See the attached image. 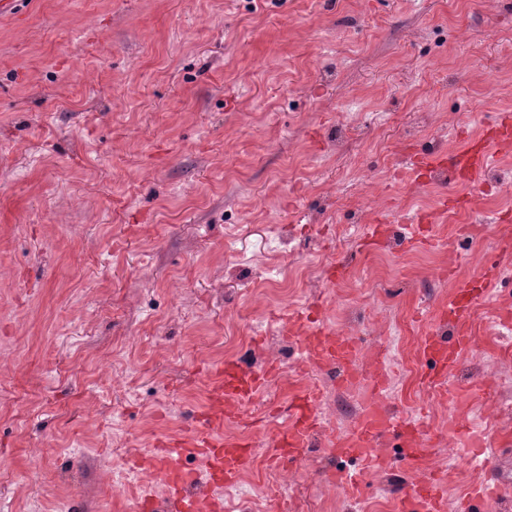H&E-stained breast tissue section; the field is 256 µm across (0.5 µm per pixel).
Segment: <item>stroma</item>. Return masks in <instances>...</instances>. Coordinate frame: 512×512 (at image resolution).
Listing matches in <instances>:
<instances>
[{"label":"stroma","instance_id":"obj_1","mask_svg":"<svg viewBox=\"0 0 512 512\" xmlns=\"http://www.w3.org/2000/svg\"><path fill=\"white\" fill-rule=\"evenodd\" d=\"M0 12V512H128L161 485L132 456L198 426L210 370L290 357L225 420L250 470L223 491L279 512H347L328 449L294 490L260 474L290 393L342 388L283 337L306 310L386 370L385 404L428 417L409 353L452 280L512 239L460 237L512 196L446 164L512 112V0H14ZM441 161L417 178L409 160ZM377 204L366 207V191ZM454 199L439 214L441 194ZM421 214L429 245L385 236ZM473 334L512 305L500 266ZM363 501L416 472L349 463Z\"/></svg>","mask_w":512,"mask_h":512}]
</instances>
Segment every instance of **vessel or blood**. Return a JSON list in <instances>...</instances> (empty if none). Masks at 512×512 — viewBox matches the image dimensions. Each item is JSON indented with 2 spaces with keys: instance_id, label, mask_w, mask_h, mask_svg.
I'll return each mask as SVG.
<instances>
[{
  "instance_id": "vessel-or-blood-1",
  "label": "vessel or blood",
  "mask_w": 512,
  "mask_h": 512,
  "mask_svg": "<svg viewBox=\"0 0 512 512\" xmlns=\"http://www.w3.org/2000/svg\"><path fill=\"white\" fill-rule=\"evenodd\" d=\"M492 126L494 135L483 137L478 150H466L456 157L451 172L456 179L481 188L489 160L497 152L512 147V113L500 112ZM486 289H476L470 283L455 285L448 300V318L439 323L421 339V351L431 363L424 382L436 388L443 385L455 371L462 358L469 353L473 338L470 328L472 309L485 299ZM313 341L303 342L306 359L337 367L338 378L346 383H357L369 397L364 413L351 432L332 433L326 445L337 455H352L372 466H384L376 453L387 432L406 435L411 421L395 418L387 409L378 407L374 399L383 389L384 379L367 375L356 366L358 346L348 336H338L325 327L312 330ZM265 382L264 371H254L237 363L218 366L212 372L209 406L201 426L191 429L174 441L161 442L158 449L143 458L144 466L157 472L166 486L164 499L148 498L139 502L137 512H221V491L232 484L251 463L252 452L247 443L227 441L219 436L224 425V404L228 401L252 398ZM304 392H294L288 403L290 422L285 434L276 435L275 444L281 445L274 461L278 464L300 460L309 447L310 432L317 425L316 417L303 413ZM201 456L204 472L185 469L184 456ZM499 497L498 486L483 481L471 484L463 496L460 512H489ZM397 512H445L448 506L447 481L427 477L402 492L395 502Z\"/></svg>"
}]
</instances>
